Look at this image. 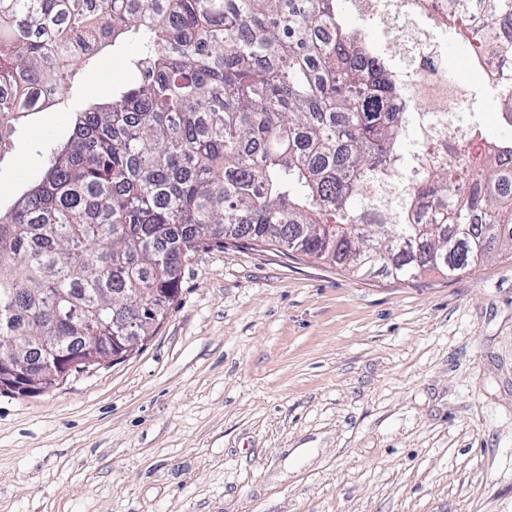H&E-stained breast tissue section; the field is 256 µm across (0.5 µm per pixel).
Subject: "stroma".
Listing matches in <instances>:
<instances>
[{"mask_svg":"<svg viewBox=\"0 0 512 512\" xmlns=\"http://www.w3.org/2000/svg\"><path fill=\"white\" fill-rule=\"evenodd\" d=\"M135 49L25 114L0 208L41 182L74 111L132 80ZM448 68L471 76L463 51ZM478 110L503 134L492 93ZM0 512H512V257L404 282L231 240L199 251L143 346L0 390Z\"/></svg>","mask_w":512,"mask_h":512,"instance_id":"1","label":"stroma"}]
</instances>
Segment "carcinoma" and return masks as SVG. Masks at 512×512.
Here are the masks:
<instances>
[{"label": "carcinoma", "instance_id": "obj_1", "mask_svg": "<svg viewBox=\"0 0 512 512\" xmlns=\"http://www.w3.org/2000/svg\"><path fill=\"white\" fill-rule=\"evenodd\" d=\"M351 0H0V114L38 112L137 42V81L78 112L42 181L0 211V356L42 337L110 346L112 318L176 288L191 254L285 246L365 276L460 274L512 248V136L390 112L396 56ZM448 39L512 64V0H447ZM348 23L354 26H361L364 28L367 38L376 45H385V43L391 39L380 25L377 20L360 18L356 15H352L347 19Z\"/></svg>", "mask_w": 512, "mask_h": 512}]
</instances>
